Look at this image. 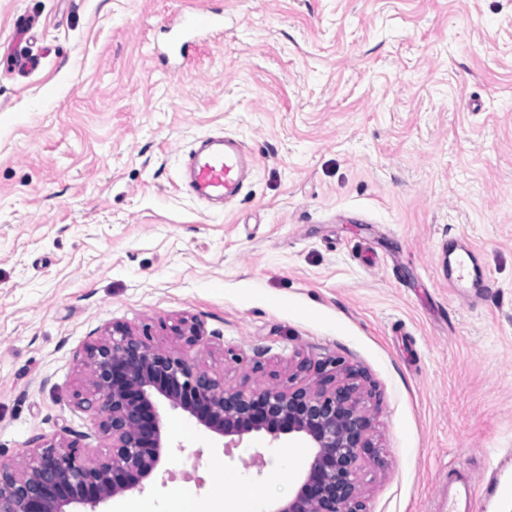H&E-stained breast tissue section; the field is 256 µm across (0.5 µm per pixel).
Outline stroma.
<instances>
[{"instance_id": "35a3bbf8", "label": "stroma", "mask_w": 512, "mask_h": 512, "mask_svg": "<svg viewBox=\"0 0 512 512\" xmlns=\"http://www.w3.org/2000/svg\"><path fill=\"white\" fill-rule=\"evenodd\" d=\"M222 36L170 69L156 45L187 9ZM42 53L0 68V460L79 440L109 452L77 403L88 343L114 323L225 385L285 382L325 359L371 392L381 466L369 512H442L449 467L483 480L512 448V0H0V53L21 15ZM255 164L211 210L180 165L211 133ZM464 236L487 282L448 289ZM196 320L192 346L163 324ZM144 497L196 477L250 479L288 501L265 432L222 437L160 402Z\"/></svg>"}]
</instances>
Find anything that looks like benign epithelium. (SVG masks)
I'll list each match as a JSON object with an SVG mask.
<instances>
[{"instance_id":"obj_1","label":"benign epithelium","mask_w":512,"mask_h":512,"mask_svg":"<svg viewBox=\"0 0 512 512\" xmlns=\"http://www.w3.org/2000/svg\"><path fill=\"white\" fill-rule=\"evenodd\" d=\"M169 331L189 345L201 336L199 325L189 320ZM85 361L87 386L75 396L94 407L112 450L88 463L79 442H52L35 449L24 467L0 461V512H99L106 501L142 489L164 448L161 400L229 438L226 448L263 430L274 441L293 435L313 449L293 497L270 512H367L361 475L382 460L354 371L341 376L326 361L312 385L301 376L305 364L300 362L286 385L226 388L122 323L86 347Z\"/></svg>"}]
</instances>
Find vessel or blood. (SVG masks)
<instances>
[{
	"mask_svg": "<svg viewBox=\"0 0 512 512\" xmlns=\"http://www.w3.org/2000/svg\"><path fill=\"white\" fill-rule=\"evenodd\" d=\"M223 29L221 12L190 10L179 13L174 48L179 54H186L189 36L214 35ZM249 162V154L238 141L215 134L205 136L186 156L181 187L192 198L204 202L235 198L245 186ZM482 286L483 275L472 245L462 237L449 238V289L464 295L471 290H480ZM446 488L448 512H479L485 493L512 492V479H495L481 490L452 467L448 470Z\"/></svg>",
	"mask_w": 512,
	"mask_h": 512,
	"instance_id": "vessel-or-blood-1",
	"label": "vessel or blood"
}]
</instances>
